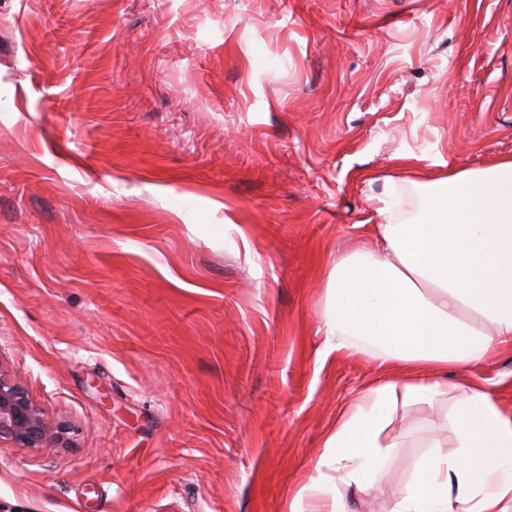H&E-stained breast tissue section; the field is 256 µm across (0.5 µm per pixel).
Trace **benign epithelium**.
<instances>
[{"label":"benign epithelium","mask_w":512,"mask_h":512,"mask_svg":"<svg viewBox=\"0 0 512 512\" xmlns=\"http://www.w3.org/2000/svg\"><path fill=\"white\" fill-rule=\"evenodd\" d=\"M3 441L13 442L21 448L63 447L66 444L62 429L51 427L22 383L0 374V443Z\"/></svg>","instance_id":"benign-epithelium-1"}]
</instances>
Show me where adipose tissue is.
<instances>
[{"instance_id": "obj_1", "label": "adipose tissue", "mask_w": 512, "mask_h": 512, "mask_svg": "<svg viewBox=\"0 0 512 512\" xmlns=\"http://www.w3.org/2000/svg\"><path fill=\"white\" fill-rule=\"evenodd\" d=\"M420 215L375 210L367 240L337 254L326 275L327 350L370 357L383 377L359 389L289 512H350L331 485L378 490L381 433L398 407L448 394L443 372L512 345V157L425 184ZM502 382L460 393L455 456L423 460L392 512H512V407Z\"/></svg>"}]
</instances>
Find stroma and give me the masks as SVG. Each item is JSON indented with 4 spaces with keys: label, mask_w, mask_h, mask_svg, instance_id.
Returning a JSON list of instances; mask_svg holds the SVG:
<instances>
[{
    "label": "stroma",
    "mask_w": 512,
    "mask_h": 512,
    "mask_svg": "<svg viewBox=\"0 0 512 512\" xmlns=\"http://www.w3.org/2000/svg\"><path fill=\"white\" fill-rule=\"evenodd\" d=\"M405 154L512 156V0H0V373L69 428L0 443V512H288L383 374L320 326ZM451 406L343 498L391 512Z\"/></svg>",
    "instance_id": "35a3bbf8"
}]
</instances>
